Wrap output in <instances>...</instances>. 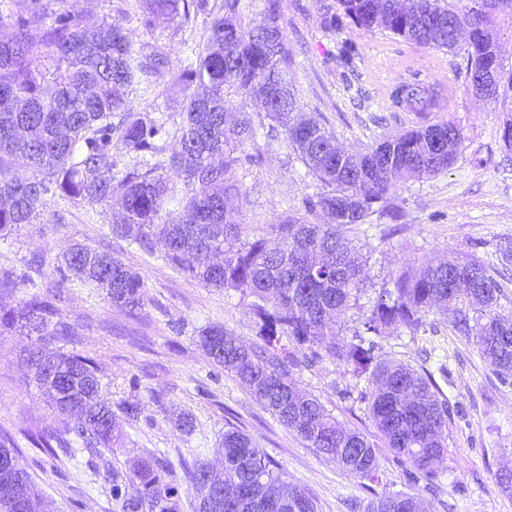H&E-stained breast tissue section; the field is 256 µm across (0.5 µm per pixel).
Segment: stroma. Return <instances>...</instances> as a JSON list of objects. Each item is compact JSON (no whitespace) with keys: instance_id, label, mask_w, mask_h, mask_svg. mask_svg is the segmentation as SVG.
Masks as SVG:
<instances>
[{"instance_id":"35a3bbf8","label":"stroma","mask_w":512,"mask_h":512,"mask_svg":"<svg viewBox=\"0 0 512 512\" xmlns=\"http://www.w3.org/2000/svg\"><path fill=\"white\" fill-rule=\"evenodd\" d=\"M48 2L54 12L81 11L89 23L116 22L135 49L161 51L174 67L183 65L205 41L211 22L209 15L200 14L181 28H148L139 0ZM335 3L282 0L281 25L295 58L292 78L304 110L320 113L348 149L365 148L423 122L450 120L463 135L447 171L397 187L399 220L374 213L346 230L350 242L371 244L373 253L367 286L341 322L344 336H351L372 307L384 270L457 254L473 256L488 267L502 286L496 311L512 319V264L503 265L496 253L501 241L512 240V149L502 140L504 127L512 123V88L501 85L502 95L496 99L477 97L459 73L462 55L415 45L378 29L365 32L346 20L325 28V8ZM437 69L452 80L446 109L420 119L392 107L388 94L399 78ZM130 98L136 107L159 108L169 123L180 120V89L165 75L142 78ZM248 152L249 159L236 168L240 194L234 204L253 232L285 213L302 212L304 198L321 192V183L307 176L281 131L265 125ZM111 212L104 204L74 206L49 197L37 220L0 240V274L22 272L37 255L43 260L45 282L53 283L56 258L82 244L112 249L143 275L147 302L135 317L113 306L101 289L70 283L62 290L61 318L78 331L73 348L95 359L107 385V401L116 410L127 401L140 404L137 417L122 419L128 446L117 454L114 466L150 450L175 466L181 459L200 456L223 471L214 450L230 423L248 434L289 482L316 499L318 512H351L352 503L389 491L418 496L426 512H512V491L498 482L501 470L512 469V383L501 381L483 360L473 337L442 316L430 315L417 333L400 327L379 341L380 355L429 371L450 406L447 463L433 488L406 458L382 446L363 405L347 398V391L361 381L344 362L325 356L295 372L298 387L318 397L343 425L379 444V480L370 483L309 448L199 347L198 332L209 323L258 342L250 298L204 287L160 257L104 236ZM396 222L401 225L397 233L392 230ZM30 345L28 337L0 335V427L15 434L59 424L45 396L29 383L23 353ZM185 413L194 418L195 428L188 434L176 425ZM87 458L82 451L59 459L24 449L23 462L40 490V512H114L111 478L106 471L90 469Z\"/></svg>"}]
</instances>
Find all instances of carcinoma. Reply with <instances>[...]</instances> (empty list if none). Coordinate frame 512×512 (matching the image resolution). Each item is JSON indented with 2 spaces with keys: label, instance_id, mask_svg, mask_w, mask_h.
I'll list each match as a JSON object with an SVG mask.
<instances>
[{
  "label": "carcinoma",
  "instance_id": "cac0c4a2",
  "mask_svg": "<svg viewBox=\"0 0 512 512\" xmlns=\"http://www.w3.org/2000/svg\"><path fill=\"white\" fill-rule=\"evenodd\" d=\"M139 2L148 26H182L193 13L213 15L195 60L171 73L182 92L181 121L173 131L163 117L135 109L129 99L138 75L167 67L163 53L144 55L119 25L89 26L75 10L57 13L44 28L40 0H33L25 14L0 15V26L14 30L11 38L0 40V237L38 218L49 194L75 204L118 199L120 208L111 215L114 236L160 254L207 288L254 298L263 344H248L218 324L200 330L198 343L215 366L309 447L350 474L372 478L378 469L375 445L344 427L293 381L296 367L324 354L353 365L355 373L366 375L359 401L387 447L434 480L447 455L448 403L438 397L431 374L376 355L375 338L398 326L415 333L428 314L439 313L474 336L483 359L506 382L512 377V320L494 312L500 283L468 256L392 269L347 339L340 318L364 289L371 252L349 245L342 230L364 223L377 210L396 217L390 194L398 183L448 169L462 143L461 129L452 121L421 125L385 135L364 150H343L321 115L296 112L294 56L279 24L281 0H267L263 20L249 29L240 20V0H223L218 12L209 0ZM470 2L473 6L459 13L437 0H337L356 28H376L421 46L454 52V37L463 32L467 88H475V76L485 73V96L493 98L502 68L492 31L498 0ZM231 90L256 102L272 93L263 112L281 129L307 174L325 187L305 199V215L286 214L259 236H249L229 206L239 193L240 154L257 137L250 113H239L231 124L225 119ZM443 100L440 87L415 77L401 81L391 96L395 107L420 116L440 109ZM170 137L178 148L166 160L148 163ZM120 153L134 159L121 171ZM41 266L35 260L26 271L0 278V289L38 287L33 274ZM56 270L57 287L74 277L105 290L113 305L130 314L147 300L143 277L110 250L77 244ZM59 302L61 293L37 291L15 307L0 309V334L36 337L28 351L32 381L62 420L60 428L24 433L31 447L55 457L76 445L85 449L112 476V500L121 512H182L179 481L192 493L195 509L209 502L213 512H317L315 500L288 482L236 427L224 429L215 449L224 459L222 489L208 486L210 463L199 458L183 460L179 479L172 476L170 462L154 453L129 458L124 471L114 468L112 454L123 447L125 434L101 399L104 385L94 359L60 347L52 356L62 381L55 385L41 377L48 346L70 343L76 335L61 319ZM469 309L478 313L473 323ZM282 336L310 354L298 358L281 346ZM21 458L17 440L0 429V464L15 463L25 495L37 498L38 486ZM128 483L137 485L136 494L128 493ZM367 512L422 508L412 494L389 493L372 499Z\"/></svg>",
  "mask_w": 512,
  "mask_h": 512
}]
</instances>
